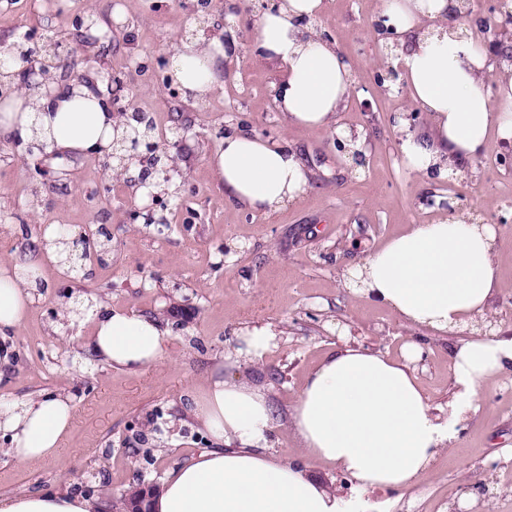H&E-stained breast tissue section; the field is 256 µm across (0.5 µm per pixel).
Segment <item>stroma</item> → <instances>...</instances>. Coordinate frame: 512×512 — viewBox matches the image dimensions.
<instances>
[{
  "instance_id": "stroma-1",
  "label": "stroma",
  "mask_w": 512,
  "mask_h": 512,
  "mask_svg": "<svg viewBox=\"0 0 512 512\" xmlns=\"http://www.w3.org/2000/svg\"><path fill=\"white\" fill-rule=\"evenodd\" d=\"M195 0H0V44L23 36H57L72 50L71 76L88 74L98 58L121 79L123 102L149 115L158 141L177 163L170 172L177 194L166 196L160 224L132 221L138 204L125 178L106 160L76 159L49 178L36 174L0 144V260L27 250L56 224L79 234L106 227V254L90 251L83 268L48 281L26 322L9 339L11 370L0 377V398L31 400L51 393L74 397L77 407L57 458L16 462L0 434V495L108 485L102 506L129 486L161 484L167 473L216 442L187 404L217 364L238 348L242 330L268 325L276 339L263 359L225 366L224 375L264 386L277 428L273 450L294 456L288 415L305 374L326 353L344 345L398 359L419 339L423 354L414 374L437 415L453 394L451 336H435L390 310L355 297L344 286L350 268L409 224L456 213L498 228L495 260L504 288L490 317L512 336V167L507 147L492 138L486 154L461 178L426 181L406 169L402 133L424 135L403 80L378 84L392 44L382 0H323L316 30L336 44L355 88L338 123L360 149L350 152L323 130L285 127L273 100L276 63L255 57L252 23L263 0H239L237 22L212 0L210 24L232 30L238 62L225 65L221 84L201 103L184 101L163 81L174 45L192 33L184 22ZM95 9L111 24L109 48L77 36L76 15ZM244 126L262 138H287L309 169L296 202L272 215L252 213L225 200L206 157L220 129ZM42 196L41 213L26 206ZM77 297L123 307L168 330L167 351L138 372L112 367L91 354L86 326L70 323L67 304ZM485 484L478 493L477 484ZM367 512H512V378L483 390L477 413L462 423L449 452L412 488L369 494Z\"/></svg>"
}]
</instances>
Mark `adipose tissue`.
Wrapping results in <instances>:
<instances>
[{
    "instance_id": "1",
    "label": "adipose tissue",
    "mask_w": 512,
    "mask_h": 512,
    "mask_svg": "<svg viewBox=\"0 0 512 512\" xmlns=\"http://www.w3.org/2000/svg\"><path fill=\"white\" fill-rule=\"evenodd\" d=\"M459 0H384V17L406 36L399 50L412 105L425 112L431 132L403 134L406 168L424 179L461 176L485 152L490 130L512 138V65L494 72L486 49L451 20ZM322 0H272L253 23L252 52L278 64L274 103L286 124L340 133L337 114L354 88L348 63L314 28ZM236 38L213 35L181 41L169 74L184 99L204 101L219 84L224 63L238 60ZM10 96L0 101V142L19 155L39 151L61 164L73 155L105 157L121 142L144 136L145 125L118 117L102 79L21 85L16 70L0 71ZM207 161L226 198L273 214L296 201L308 170L286 139L271 141L235 129L225 132ZM497 230L463 215L411 224L386 240L346 285L356 296L385 306L407 323L456 336L450 348L453 395L447 420L433 412L411 362L359 347L327 354L304 378L288 425L299 451L272 454L273 407L263 386L245 385L214 370L192 399L196 418L219 445L201 451L165 477L151 512H361L365 493L417 485L441 450L450 448L460 422L479 408L484 384L512 376V336L479 331L477 324L501 294L494 259ZM72 245L48 225L36 248L0 263V336L25 322L40 295L45 265L70 273ZM68 316L92 321L89 345L114 367L137 371L165 353L157 321L96 301L70 303ZM73 398L46 394L0 401V430L20 463L55 457L67 434ZM319 461L349 475L342 497L310 472ZM96 501L45 491L0 496V512H96Z\"/></svg>"
}]
</instances>
